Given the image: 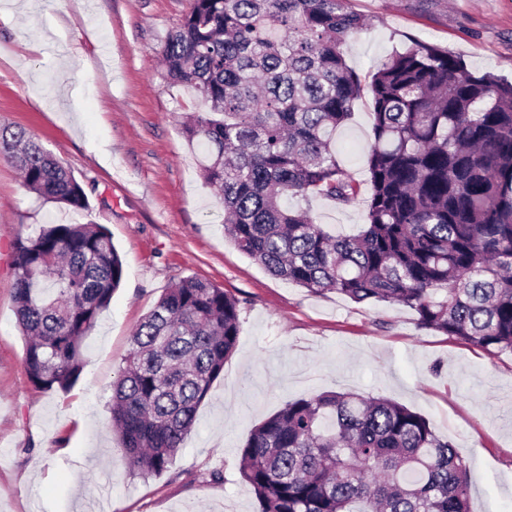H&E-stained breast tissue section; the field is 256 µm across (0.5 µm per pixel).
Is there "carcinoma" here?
I'll use <instances>...</instances> for the list:
<instances>
[{
    "mask_svg": "<svg viewBox=\"0 0 512 512\" xmlns=\"http://www.w3.org/2000/svg\"><path fill=\"white\" fill-rule=\"evenodd\" d=\"M364 28L347 0H190L161 55L166 79L205 106L183 133L222 197L224 237L311 292L402 304L421 329L512 354V82L411 39L369 84L366 223L333 234L300 204L360 194L336 132L363 90L341 46ZM0 155L39 197L88 207L26 131L0 126ZM12 266L28 378L66 390L123 260L97 224H49L18 235ZM240 328L237 299L187 277L134 331L111 408L133 471L168 469ZM239 470L260 512H470V465L453 443L405 406L350 391L288 401L255 426Z\"/></svg>",
    "mask_w": 512,
    "mask_h": 512,
    "instance_id": "obj_1",
    "label": "carcinoma"
}]
</instances>
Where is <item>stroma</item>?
<instances>
[{
  "label": "stroma",
  "instance_id": "1",
  "mask_svg": "<svg viewBox=\"0 0 512 512\" xmlns=\"http://www.w3.org/2000/svg\"><path fill=\"white\" fill-rule=\"evenodd\" d=\"M189 0H0V126L21 127L83 185L89 206L44 201L0 155V512H259L239 472L252 429L287 401L353 391L425 417L470 463L472 512H512V354L424 331L411 309L355 304L272 276L224 237V207L182 133L201 102L164 77L161 46ZM367 22L342 52L369 80L409 38L512 80V0H348ZM371 95L336 134L367 179ZM353 233L365 199L307 202ZM47 224H99L123 279L84 341L70 390L29 380L16 321L11 246ZM196 277L238 299L224 372L168 470L133 473L112 432V383L130 337L165 288ZM221 481H211V473Z\"/></svg>",
  "mask_w": 512,
  "mask_h": 512
}]
</instances>
